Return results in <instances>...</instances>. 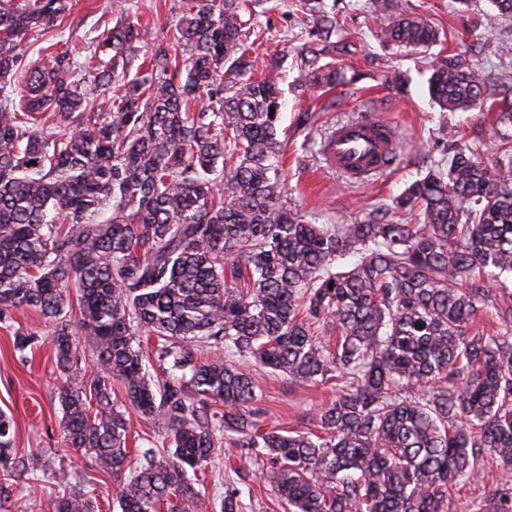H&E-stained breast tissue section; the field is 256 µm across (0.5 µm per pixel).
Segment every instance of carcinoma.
<instances>
[{"label": "carcinoma", "instance_id": "carcinoma-1", "mask_svg": "<svg viewBox=\"0 0 512 512\" xmlns=\"http://www.w3.org/2000/svg\"><path fill=\"white\" fill-rule=\"evenodd\" d=\"M270 2L189 0L172 51L150 58L122 11L94 48L36 64L23 40L63 25L68 0H0V82L13 83L0 95V322L31 309L52 324L62 442L120 479L121 512H209L195 478L221 455L259 465L291 512H452L451 490L485 482L491 461L500 478L477 510L512 512V292L474 278L512 279V153L487 165L456 146L393 205L419 208V224L388 209L308 222L275 164L276 64L257 78L225 67L251 49L245 16ZM299 2L321 51L345 52L336 12ZM371 5L384 40H436L398 0ZM316 56L301 52L299 81L336 80ZM146 65L155 78L130 77ZM428 91L444 110L489 102L512 123V84L489 89L465 53L433 65ZM74 299L90 375L75 370ZM490 308L494 335L476 330ZM254 363L336 382L318 431L268 425ZM130 409L164 429L135 468ZM13 440L0 413V469L43 470L38 452L12 456ZM49 507L94 512L81 491ZM221 512H242L238 488Z\"/></svg>", "mask_w": 512, "mask_h": 512}]
</instances>
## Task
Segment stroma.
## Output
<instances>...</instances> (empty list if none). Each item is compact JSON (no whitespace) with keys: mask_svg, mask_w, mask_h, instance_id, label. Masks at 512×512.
I'll return each mask as SVG.
<instances>
[{"mask_svg":"<svg viewBox=\"0 0 512 512\" xmlns=\"http://www.w3.org/2000/svg\"><path fill=\"white\" fill-rule=\"evenodd\" d=\"M371 0H336V18L344 29L349 49L335 64L357 72L351 84L313 85L297 80L296 62L314 39L310 16L297 11L293 0H279L274 11L254 15L250 24L252 53L246 61L252 71L277 59L283 76L285 107L280 122L283 149L278 165L288 185V204L314 224H352L364 213L392 206L406 186L431 167L444 163L453 141L478 149L481 160L500 155L504 127L496 112L475 108L450 112L439 108L428 93L427 78L437 57L465 46L479 48L485 74L493 80L512 78V18L499 15L490 0H470L460 11L455 0H400L402 9L424 16L439 34L427 48L386 44L378 36L380 22L370 10ZM63 30L52 39L76 46L89 45L112 27L119 9H126L143 36L144 53L169 48V35L187 11V0H70ZM481 27L470 32V19ZM380 112L395 126L400 153L394 169L359 184L328 171L319 153L320 143L337 123L355 112ZM447 126V140L437 130ZM34 334L37 342L25 352L13 348V333ZM50 326L34 311L20 310L0 323V411L15 427L13 452L25 455L40 449L46 471L13 480L8 496L0 498V512H45L59 489L94 493L102 512H120L118 483L99 470L93 459L65 447L61 439L62 407ZM261 405L271 423L290 429L312 428L315 415L335 393L333 386L289 383L286 376L259 372ZM246 490L244 512H285L260 469L243 464L240 473L226 471L223 458H215L198 488L213 505H220L226 485Z\"/></svg>","mask_w":512,"mask_h":512,"instance_id":"stroma-1","label":"stroma"}]
</instances>
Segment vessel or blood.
<instances>
[{
	"label": "vessel or blood",
	"mask_w": 512,
	"mask_h": 512,
	"mask_svg": "<svg viewBox=\"0 0 512 512\" xmlns=\"http://www.w3.org/2000/svg\"><path fill=\"white\" fill-rule=\"evenodd\" d=\"M322 156L329 169L348 180L363 181L396 164L395 131L380 113L364 111L360 118L336 126L322 145Z\"/></svg>",
	"instance_id": "b4317fda"
}]
</instances>
